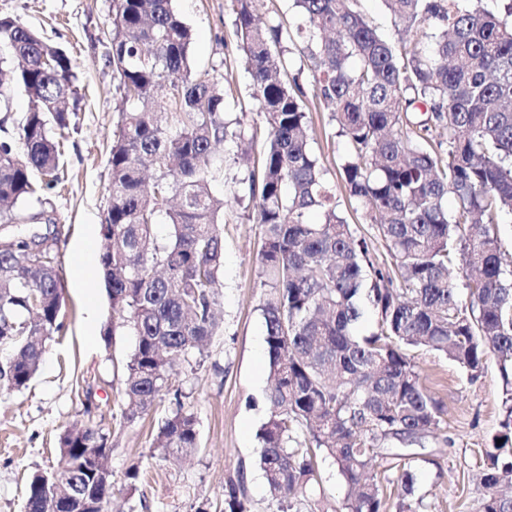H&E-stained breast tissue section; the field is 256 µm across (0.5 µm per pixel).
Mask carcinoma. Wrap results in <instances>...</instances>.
I'll return each mask as SVG.
<instances>
[{"instance_id":"cac0c4a2","label":"carcinoma","mask_w":512,"mask_h":512,"mask_svg":"<svg viewBox=\"0 0 512 512\" xmlns=\"http://www.w3.org/2000/svg\"><path fill=\"white\" fill-rule=\"evenodd\" d=\"M232 37L251 76L250 98L267 138L227 117L225 76L195 72L192 35L173 0H112V65L119 112L109 150L111 181L99 256L112 325L131 328L124 365V422L154 409L165 393L175 409L160 422L151 457L174 460L199 445L194 413L173 377L193 368L220 327L215 315L223 268L224 197L211 189L214 148L227 141L252 153L246 191L262 226L260 286L269 357L270 413L259 430V465L278 512H295L315 491L316 454L348 487L344 512H385L386 484L400 485L395 512H414L409 455L392 439L440 430L442 405L410 355L427 348L455 361L470 380L497 359L502 416L486 452L480 512H512V258L500 250L501 214H512V0L503 15L481 0H384L411 37L383 39L357 0H294L305 24L256 22L259 0H230ZM435 28L427 51L416 36ZM300 39L315 97L331 108L346 140L340 177L386 243L380 265L338 209L310 146L305 92L288 81V42ZM0 44L19 61L12 85L28 97L18 141H0V220L60 181L64 130L78 103L74 63L61 46L21 21L0 17ZM356 60L354 67L350 60ZM169 85L164 98L156 89ZM448 129V148L427 137ZM457 206L448 210V195ZM318 213L320 222H309ZM165 217L169 235L154 227ZM458 267L466 299L449 280ZM63 288L52 246L22 236L0 249V346L11 357L0 377L28 386L46 342L63 327ZM305 436L299 447L298 436ZM66 480L27 482L25 512H102L111 473L95 460L109 437L91 419L59 438ZM401 461L382 481L378 462ZM224 512H250L228 480Z\"/></svg>"}]
</instances>
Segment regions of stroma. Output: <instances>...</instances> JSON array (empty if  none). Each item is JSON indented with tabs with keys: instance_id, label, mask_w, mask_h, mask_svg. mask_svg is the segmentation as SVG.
I'll list each match as a JSON object with an SVG mask.
<instances>
[{
	"instance_id": "obj_1",
	"label": "stroma",
	"mask_w": 512,
	"mask_h": 512,
	"mask_svg": "<svg viewBox=\"0 0 512 512\" xmlns=\"http://www.w3.org/2000/svg\"><path fill=\"white\" fill-rule=\"evenodd\" d=\"M193 32L194 70L223 72L233 58L234 94L246 98L250 76L229 38L233 16L228 0H173ZM0 15L10 16L64 47L79 76L81 96L65 140L61 185L21 203L30 214L24 224L0 223V237L54 240L64 288L63 329L46 344L39 368L27 388L14 390L0 380V512H24L29 474L60 464L58 440L75 422L93 418L109 436L108 468L113 496L105 512H222L224 484L242 476L250 512H276L257 464L258 432L269 406L266 400L268 354L259 286L261 227L252 210L238 202L240 178L247 166L235 143L221 145L216 156V189L224 208V276L218 290L221 330L204 350L200 364L176 379L185 406L197 421L199 447L181 462L151 459L159 420L171 410L162 399L135 422L119 420L123 407L122 368L136 338L126 328L111 338L103 332L112 318L99 266L103 246L102 214L108 203L109 145L119 113L111 51L112 0H0ZM301 56H294L289 77L305 91L312 127L311 146L329 181H338L344 140L331 112L315 99L312 79ZM95 309L97 325L87 327ZM411 355L434 397L445 409L443 442L426 437L399 443L412 456L419 512H479L484 488L478 479L499 430L502 384L495 359L469 380L454 361L423 349ZM140 464L143 475L135 494L127 492L126 472ZM320 492L301 512H335L346 488L331 460L318 457Z\"/></svg>"
}]
</instances>
